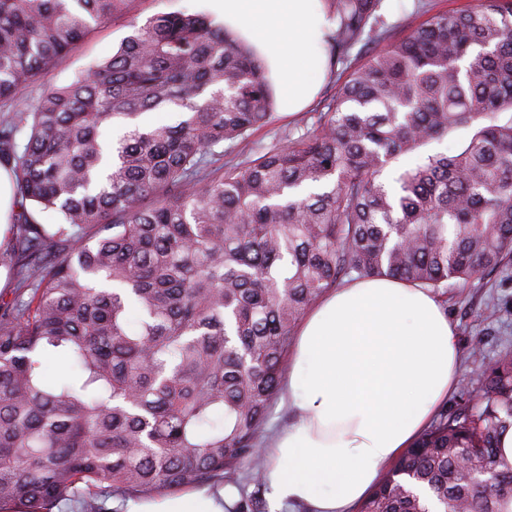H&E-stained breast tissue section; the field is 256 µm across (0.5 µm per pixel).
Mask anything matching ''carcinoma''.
<instances>
[{
    "mask_svg": "<svg viewBox=\"0 0 512 512\" xmlns=\"http://www.w3.org/2000/svg\"><path fill=\"white\" fill-rule=\"evenodd\" d=\"M132 2L0 0V165L20 203L17 287L0 302V512L238 486L245 463L260 487V435L317 299L373 276L442 296L512 263V0L401 37L383 0H324L346 73L334 110L227 168L224 143L250 146L278 113L254 51L202 11L132 25L114 54L13 109ZM171 106L185 109L174 125L101 138ZM448 136L453 154L419 153ZM49 355L71 372L48 378ZM511 429L509 347L360 512H512ZM261 504L256 490L229 512Z\"/></svg>",
    "mask_w": 512,
    "mask_h": 512,
    "instance_id": "cac0c4a2",
    "label": "carcinoma"
}]
</instances>
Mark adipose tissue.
<instances>
[{"mask_svg": "<svg viewBox=\"0 0 512 512\" xmlns=\"http://www.w3.org/2000/svg\"><path fill=\"white\" fill-rule=\"evenodd\" d=\"M207 2L264 60L278 112L313 102L331 29L321 0ZM458 383L455 332L434 294L372 277L323 295L296 333L281 384L292 420L264 449L278 512H352ZM233 501L226 490H189L133 512H227Z\"/></svg>", "mask_w": 512, "mask_h": 512, "instance_id": "1", "label": "adipose tissue"}]
</instances>
